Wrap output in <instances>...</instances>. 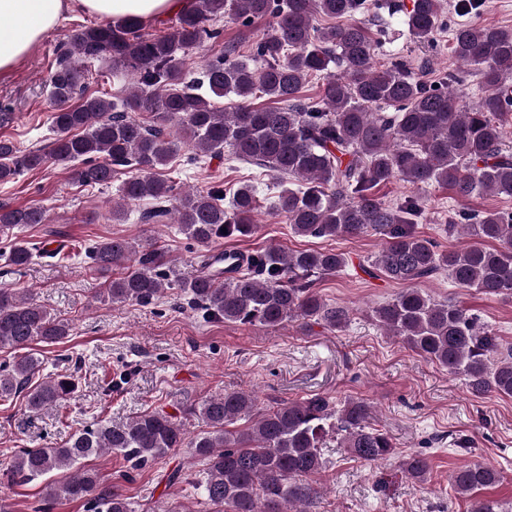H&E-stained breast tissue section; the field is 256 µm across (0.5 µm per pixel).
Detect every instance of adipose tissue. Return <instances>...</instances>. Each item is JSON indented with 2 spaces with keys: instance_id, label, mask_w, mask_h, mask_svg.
Here are the masks:
<instances>
[{
  "instance_id": "obj_1",
  "label": "adipose tissue",
  "mask_w": 512,
  "mask_h": 512,
  "mask_svg": "<svg viewBox=\"0 0 512 512\" xmlns=\"http://www.w3.org/2000/svg\"><path fill=\"white\" fill-rule=\"evenodd\" d=\"M75 4L116 22H148L182 11L188 0H0V71L20 62Z\"/></svg>"
}]
</instances>
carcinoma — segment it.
<instances>
[{
	"instance_id": "obj_1",
	"label": "carcinoma",
	"mask_w": 512,
	"mask_h": 512,
	"mask_svg": "<svg viewBox=\"0 0 512 512\" xmlns=\"http://www.w3.org/2000/svg\"><path fill=\"white\" fill-rule=\"evenodd\" d=\"M365 0H190L176 14L172 31L148 38L143 23L110 21L76 31L74 52L64 51L47 84L54 102L55 137L47 151L23 152L0 139V182L48 163H77L75 179L86 186L112 182L116 169L130 173L119 188L112 220L123 221L125 205L144 199L153 206L141 220L158 224L167 217L187 239L208 247L219 239L255 234V186L244 183L229 202L222 189H189L159 176L178 150L172 124L204 162L229 149V160L266 170L280 186L274 210L287 218L297 236L358 238L372 232L384 237L371 257L373 273L401 285L390 299L371 310L379 327L401 339L424 359L464 379L475 397L490 393L512 397V347L479 324L468 310L438 301L418 284L442 271L461 288L488 296H512V212L453 213L444 231L461 222L483 241L456 250H441L416 231L423 216L419 197L408 195L387 204L378 188L403 180L417 188L437 185L454 197L483 194L512 197V152L505 130L512 124V29L471 21L452 30V54L480 76V94L465 103L452 86L421 80L403 59L386 68L375 64L376 44L368 23L355 18ZM229 16L244 26L266 22L253 42L260 65L238 59L234 45L190 77L188 51L220 36L216 26ZM334 21L320 26L316 18ZM412 37L429 40L441 24L439 0H412L406 12ZM112 61V69L136 76L120 100L84 96L86 63ZM325 74L317 101L302 99L311 74ZM262 94L273 105L254 107ZM234 95L231 111L213 98ZM393 111H387V108ZM153 117L147 124L136 116ZM44 208L0 206V236L46 223ZM38 243L9 242L0 251L21 270L36 258H54ZM93 269L109 276L104 296L113 304H151L176 286L192 307L211 319L244 326L276 327L285 322L315 321L332 330L350 322V312L330 305L316 292L317 279L347 268L345 253L334 248L288 251L269 248L240 256L231 266L224 258L203 259L182 277L168 250L151 243L137 250L123 238L87 248ZM71 323L54 315L28 291L0 288V349L25 350L34 342L52 345L70 335ZM43 361L29 355L0 364V402L24 396L30 413L57 406L73 393V376L47 377L33 384ZM182 412L202 420L206 430L191 436L176 416L142 412L122 424L99 421L73 434L61 446L21 448L11 457L6 475L15 484L45 482V500L85 501L90 512H136L118 488L98 490V475L81 462L113 453L122 457L124 477L166 458L178 448L203 463L195 483L202 500L223 512H304L311 481L325 467L322 449L336 438L340 447L369 464L397 454L388 434L370 425L372 406L349 400L337 406L314 394L263 408L252 391L211 395ZM243 420L246 426H228ZM77 467L60 480V470ZM405 475L424 482L427 460L402 458ZM452 485L459 494L492 486L500 473L481 463L456 470Z\"/></svg>"
}]
</instances>
